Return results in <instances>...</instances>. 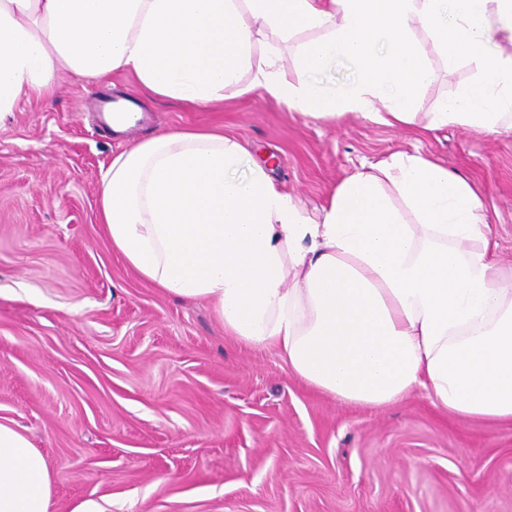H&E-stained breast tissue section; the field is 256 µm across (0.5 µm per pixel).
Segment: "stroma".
Returning <instances> with one entry per match:
<instances>
[{
	"label": "stroma",
	"mask_w": 512,
	"mask_h": 512,
	"mask_svg": "<svg viewBox=\"0 0 512 512\" xmlns=\"http://www.w3.org/2000/svg\"><path fill=\"white\" fill-rule=\"evenodd\" d=\"M316 36L269 32L254 55L281 53L294 82L292 55ZM418 40L433 70L418 109L430 112L476 70L448 69L429 36ZM129 95L148 119L112 132L98 104ZM186 128L238 140L315 220L361 166L397 152L439 160L479 193L495 260L512 271V131L332 124L258 92L193 107L146 94L131 74H60L52 95L0 117V423L47 458L53 512L87 499L111 512H512V424L454 416L418 392L382 409L340 403L113 251L102 169Z\"/></svg>",
	"instance_id": "1"
}]
</instances>
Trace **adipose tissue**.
I'll list each match as a JSON object with an SVG mask.
<instances>
[{"instance_id": "obj_1", "label": "adipose tissue", "mask_w": 512, "mask_h": 512, "mask_svg": "<svg viewBox=\"0 0 512 512\" xmlns=\"http://www.w3.org/2000/svg\"><path fill=\"white\" fill-rule=\"evenodd\" d=\"M512 29V0H0V116L49 93L60 71L132 74L150 94L209 106L258 91L325 121L512 129V53L485 63L491 22ZM304 28L305 76L280 56L254 63L255 36ZM425 32L447 68L480 74L432 112ZM353 62L327 89L314 72ZM235 139L203 129L131 145L103 170L99 214L115 252L144 280L206 300L244 346L277 351L291 373L369 408L410 393L457 416L512 424V277L498 270L483 204L469 183L420 153L348 175L312 220ZM49 464L0 423V512H50Z\"/></svg>"}]
</instances>
